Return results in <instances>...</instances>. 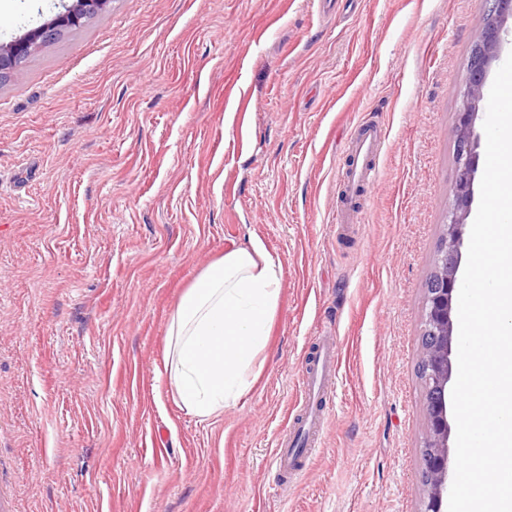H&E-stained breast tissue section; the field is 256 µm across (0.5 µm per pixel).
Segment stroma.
Instances as JSON below:
<instances>
[{
  "mask_svg": "<svg viewBox=\"0 0 512 512\" xmlns=\"http://www.w3.org/2000/svg\"><path fill=\"white\" fill-rule=\"evenodd\" d=\"M61 0H0V43ZM483 0H110L0 81V512H420L425 289ZM383 133L345 198L351 135ZM353 220L339 221L342 210ZM260 241L251 390L181 409L170 317ZM318 454L275 464L323 339Z\"/></svg>",
  "mask_w": 512,
  "mask_h": 512,
  "instance_id": "1",
  "label": "stroma"
}]
</instances>
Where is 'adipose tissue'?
Here are the masks:
<instances>
[{"instance_id":"ef3b65f1","label":"adipose tissue","mask_w":512,"mask_h":512,"mask_svg":"<svg viewBox=\"0 0 512 512\" xmlns=\"http://www.w3.org/2000/svg\"><path fill=\"white\" fill-rule=\"evenodd\" d=\"M280 294L278 265L257 241L226 252L186 289L168 325L166 368L188 414L220 416L250 390Z\"/></svg>"}]
</instances>
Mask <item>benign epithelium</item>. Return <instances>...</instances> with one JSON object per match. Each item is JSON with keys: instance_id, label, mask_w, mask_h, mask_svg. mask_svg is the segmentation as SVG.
Returning <instances> with one entry per match:
<instances>
[{"instance_id": "1", "label": "benign epithelium", "mask_w": 512, "mask_h": 512, "mask_svg": "<svg viewBox=\"0 0 512 512\" xmlns=\"http://www.w3.org/2000/svg\"><path fill=\"white\" fill-rule=\"evenodd\" d=\"M110 0H72L48 22L23 36L0 44V76L15 74L41 47L61 33L82 26L103 11ZM484 24L476 35L468 60V80L462 96L457 123L452 130L455 144V204L444 225L434 270L426 287L424 328L421 336L419 368L426 391L425 442L422 451L421 481L424 486L422 512H447L451 483L448 480V395L455 373L453 353V302L462 259L464 230L474 195L478 171L480 134L475 120L489 69L496 61L501 34L512 20V0H484Z\"/></svg>"}]
</instances>
